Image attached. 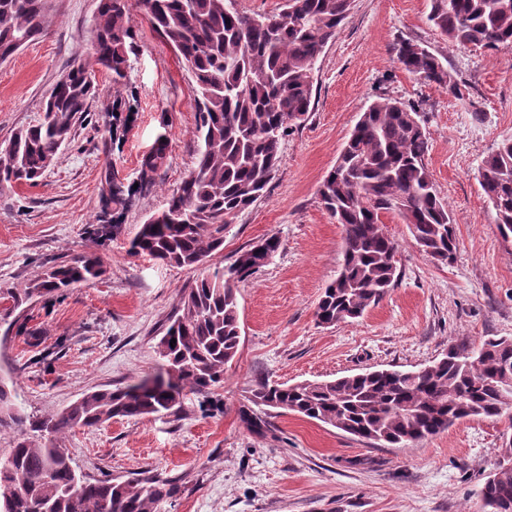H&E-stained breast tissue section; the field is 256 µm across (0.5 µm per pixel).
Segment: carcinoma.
<instances>
[{
    "label": "carcinoma",
    "mask_w": 512,
    "mask_h": 512,
    "mask_svg": "<svg viewBox=\"0 0 512 512\" xmlns=\"http://www.w3.org/2000/svg\"><path fill=\"white\" fill-rule=\"evenodd\" d=\"M430 20L448 43L489 50L512 48V0H430ZM180 55L194 82L200 140L195 167L149 216L129 253L198 269L224 249V234L238 213L266 190L277 169L288 129L310 112L312 73L345 19L350 0H285L274 15H250L233 0H100L91 61L74 64L55 83L40 121L15 132L0 153V188L38 182L86 119L96 97L94 67L112 84L129 79L135 35L132 5ZM48 23L44 0H0V61L41 33ZM397 60L419 79L460 95L448 69L422 45L398 44ZM169 138L160 134L142 157L138 187L113 169L101 180L102 220L116 230L149 190L167 160ZM428 149L419 112L379 98L359 114L336 167L319 193L342 225L344 252L336 279L316 306L320 324L361 317L398 280L396 243L382 229L391 213L407 224L415 245L450 263L457 252L455 224L424 164ZM480 184L501 236L512 238V138L482 161ZM237 253L227 267L202 274L183 294L175 318L157 344L164 360L139 382L84 394L63 411L32 419L14 402V388L0 376V428L16 437L0 447V512H157L172 498L171 479L144 475L126 480L79 472L65 449L66 434L112 419L178 414L184 396H207L224 379L240 344L238 283L266 265L281 247L272 235ZM102 273L88 252L52 265L21 288H1L12 306L7 320L34 298L63 293ZM176 343H171V340ZM254 408L241 412L252 431L265 426L255 409L275 408L333 426L354 437L402 447L445 432L465 419L497 420L512 414V338L462 342L420 373L378 369L332 381L285 386L263 382ZM488 512H512V463L499 465L485 484Z\"/></svg>",
    "instance_id": "1"
}]
</instances>
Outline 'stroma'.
<instances>
[{
  "instance_id": "stroma-1",
  "label": "stroma",
  "mask_w": 512,
  "mask_h": 512,
  "mask_svg": "<svg viewBox=\"0 0 512 512\" xmlns=\"http://www.w3.org/2000/svg\"><path fill=\"white\" fill-rule=\"evenodd\" d=\"M99 0H48L47 29L0 62V141L36 124L57 79L91 53ZM430 0H351L315 65L311 111L284 137L263 197L238 214L212 265L268 236L281 248L239 283L241 341L211 397L189 394L180 416L119 419L64 440L83 473L124 479L144 471L175 479L160 512H484L477 492L499 466L512 420L470 419L408 448L367 443L332 426L271 409L263 433L240 419L258 383L331 380L368 369H416L449 346L512 337V240H504L479 181L483 159L512 138V49L457 48L429 18ZM127 85L96 69L86 121L41 181L0 190V288L44 265L93 251L104 273L65 295L21 306L0 323V370L16 380V405L56 413L85 393L155 373L160 330L197 270L128 252L146 218L192 169L198 113L190 74L133 9ZM413 40L437 55L461 96L403 69L393 50ZM388 97L415 106L426 129L425 165L456 227L445 264L420 251L399 216L384 215L399 279L363 317L325 327L314 310L342 260L343 229L319 188L363 108ZM129 114L109 144L113 112ZM167 162L116 233L97 237L100 179L113 166L135 181L160 133Z\"/></svg>"
}]
</instances>
